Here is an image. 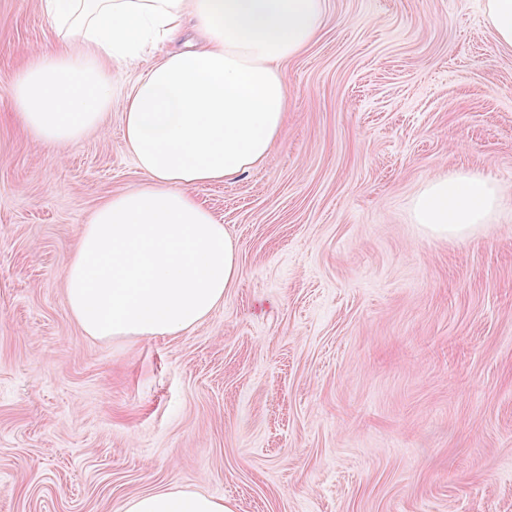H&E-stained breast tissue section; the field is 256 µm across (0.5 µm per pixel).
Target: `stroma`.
Instances as JSON below:
<instances>
[{
  "label": "stroma",
  "instance_id": "obj_1",
  "mask_svg": "<svg viewBox=\"0 0 512 512\" xmlns=\"http://www.w3.org/2000/svg\"><path fill=\"white\" fill-rule=\"evenodd\" d=\"M485 0H325L284 60L262 166L193 187L242 275L185 333L87 336L65 265L142 176L114 76L98 130L40 143L12 84L56 39L0 0V512H124L151 490L230 512H512V49ZM503 195L462 240L415 224L443 174Z\"/></svg>",
  "mask_w": 512,
  "mask_h": 512
}]
</instances>
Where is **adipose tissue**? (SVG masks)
<instances>
[{
    "instance_id": "1",
    "label": "adipose tissue",
    "mask_w": 512,
    "mask_h": 512,
    "mask_svg": "<svg viewBox=\"0 0 512 512\" xmlns=\"http://www.w3.org/2000/svg\"><path fill=\"white\" fill-rule=\"evenodd\" d=\"M62 38L13 82L18 119L46 145L79 141L112 103V69L193 21V49L170 50L124 99L126 148L143 175L104 199L66 264L67 303L86 335L171 336L195 327L239 278L234 239L190 192L261 165L288 113L281 63L320 30L324 0H43ZM478 174L439 176L414 198L415 223L463 239L499 212ZM125 512H228L223 498L147 492Z\"/></svg>"
}]
</instances>
